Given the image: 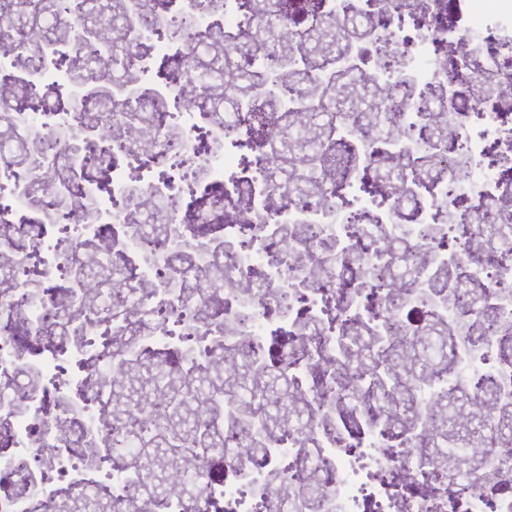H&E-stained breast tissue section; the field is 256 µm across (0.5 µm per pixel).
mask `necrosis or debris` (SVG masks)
Returning a JSON list of instances; mask_svg holds the SVG:
<instances>
[{"instance_id": "1", "label": "necrosis or debris", "mask_w": 512, "mask_h": 512, "mask_svg": "<svg viewBox=\"0 0 512 512\" xmlns=\"http://www.w3.org/2000/svg\"><path fill=\"white\" fill-rule=\"evenodd\" d=\"M411 2L406 24L322 0L335 24L306 27L330 60L308 70L282 50L283 0L252 19L242 0H112L24 54L0 0V85L35 99L0 109V512H512V447L483 450L512 410V0L464 35L444 0ZM112 23L122 43L99 38ZM99 54L123 79L90 69ZM300 69L363 98L325 104L331 137L308 155L334 178L315 185L284 161L280 115L305 101L281 78ZM422 136L430 193L408 168ZM217 358L231 388L184 390L215 404L216 446L183 432L195 467L112 422L103 381L128 361L131 411L150 370L176 384ZM403 360L411 418L349 375ZM473 395L485 410L446 454Z\"/></svg>"}]
</instances>
